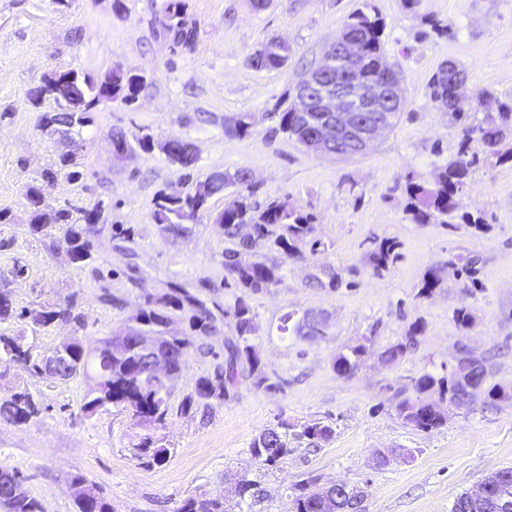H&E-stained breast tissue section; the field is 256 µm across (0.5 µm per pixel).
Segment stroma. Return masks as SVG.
Instances as JSON below:
<instances>
[{"instance_id": "stroma-1", "label": "stroma", "mask_w": 512, "mask_h": 512, "mask_svg": "<svg viewBox=\"0 0 512 512\" xmlns=\"http://www.w3.org/2000/svg\"><path fill=\"white\" fill-rule=\"evenodd\" d=\"M169 0H0V289L16 316L0 335L23 336L35 355L74 336L89 346L119 334L146 296L186 289L212 312L217 329L189 328L188 311L174 327L191 341L181 372L169 383V413L153 428L128 411L105 406L91 414L93 379H53L21 366L0 368V402L20 391L37 402L24 424L0 421V467L18 471L26 493L44 512H76L72 480L82 476L102 489L112 512H178L198 493L234 503L241 476L263 491L244 512H291L296 484L344 482L362 488L359 512H449L460 493L476 491L492 472L512 467V162L487 159L456 197L457 215L483 213L487 230L450 232L414 223L406 212L407 180L433 182L456 155L464 126L482 124L496 98L512 97V0H182L189 40L163 26ZM385 24L383 53L401 72L405 108L393 127L363 156L336 160L305 151L278 129L276 104L328 41L358 9ZM288 43L292 55L278 70H258L251 57L268 37ZM453 60L469 75L466 122L438 109L428 84L438 66ZM75 70L105 80L115 71L145 77L136 102L100 103L81 137L71 141L43 130L53 100L33 106L29 90L55 72ZM492 98L480 101L479 91ZM248 135L229 132L240 114ZM133 145L120 153L113 132ZM178 137L195 145L198 163L185 172L159 151L135 141ZM75 156L78 178L44 171L65 153ZM248 170L253 201L280 198L314 216L318 250L301 246L288 256L266 242L256 256L276 261V284L246 296L255 314L252 335L260 366L278 390L251 382L224 401L196 397L200 377L224 363V342L234 334L230 314L240 289L228 286L224 252L231 246L214 224L228 194L212 197L187 233L171 237L152 220L159 193L186 194L196 181L224 170ZM42 186L44 204L96 213L88 239L95 261L71 263L64 231L30 234L25 193ZM132 237H123V229ZM399 244V259L374 273L376 241ZM474 259L475 275L455 267ZM337 273L334 288H314L313 277ZM436 288L423 292L426 278ZM75 300L81 323L34 325L31 311ZM467 307L468 328L454 312ZM317 315L322 332H281L286 315ZM421 331L414 346L388 364L381 354ZM365 344L356 367L340 375L335 356ZM486 367L490 385L469 402L417 393L419 377L447 374L462 353ZM440 404L444 423L424 431L401 414L404 399ZM290 426L287 457L273 466L253 459L250 444L265 428ZM332 427L311 446L305 426ZM170 450L162 464L136 458L145 436Z\"/></svg>"}]
</instances>
